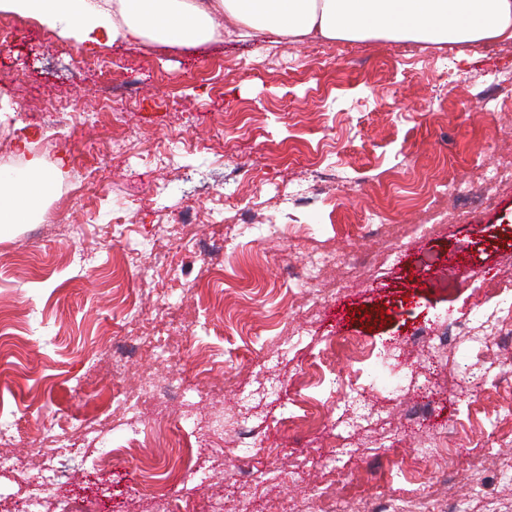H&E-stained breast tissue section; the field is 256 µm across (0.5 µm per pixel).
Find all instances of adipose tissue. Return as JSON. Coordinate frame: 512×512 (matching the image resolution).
<instances>
[{"instance_id":"1","label":"adipose tissue","mask_w":512,"mask_h":512,"mask_svg":"<svg viewBox=\"0 0 512 512\" xmlns=\"http://www.w3.org/2000/svg\"><path fill=\"white\" fill-rule=\"evenodd\" d=\"M0 12L60 27L87 50L103 36L112 43L151 37L200 45L218 14L241 37L268 34L292 43L385 38L476 49L512 41V0H0ZM58 177L36 157L20 175H0L1 237L31 220Z\"/></svg>"}]
</instances>
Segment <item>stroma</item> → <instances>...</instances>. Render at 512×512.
Returning <instances> with one entry per match:
<instances>
[{
	"label": "stroma",
	"mask_w": 512,
	"mask_h": 512,
	"mask_svg": "<svg viewBox=\"0 0 512 512\" xmlns=\"http://www.w3.org/2000/svg\"><path fill=\"white\" fill-rule=\"evenodd\" d=\"M74 39L38 30L0 45V130L7 148L27 138L31 155L62 169L42 216L0 239V313L12 326L0 341V430L15 436L16 464L0 486L27 489L49 428L86 420L97 395L124 393L146 370L156 383L184 378L198 387L188 405L172 402L177 432L132 436L121 415L102 417L99 437L52 450L51 465L83 483L92 460L111 453L112 512L133 495L137 474L161 478L158 463L182 462L179 440H194L205 468L188 483L196 504L223 499L224 512H355L354 493L415 495L436 507L448 493L426 466L466 473L454 491L464 512H512V358L460 335L441 351L405 340L420 322L461 316L470 286L440 289L449 259L463 273L512 282V182L451 224L415 233L423 199L441 182L475 181L512 163V97L481 110L487 74L512 73V44L463 46L368 39L271 44L218 35L197 47L151 42L101 44L90 58L108 72L75 71ZM136 78L133 99H107L113 80ZM54 98L87 115L56 134L32 107ZM253 169L232 178L234 165ZM334 180L314 194L311 172ZM313 194L297 208L290 195ZM197 209L185 233L157 227ZM255 221L243 225L237 211ZM77 231L61 235L54 224ZM224 240V272L183 294L175 279L197 241ZM166 263L152 279L135 274L150 252ZM318 258V305L288 287L286 269ZM120 372L106 357L116 341L142 334ZM344 346L329 350L335 334ZM393 347L392 360L361 368L367 345ZM501 384L480 385L482 364ZM362 370L364 400L337 405L315 368ZM433 402L428 421L406 424L414 385ZM304 390L316 417L338 439L296 446L280 425L310 419L292 403ZM462 423L449 435L448 421ZM261 433L242 445L238 423ZM335 466L332 487L313 458ZM254 480L239 488L242 470Z\"/></svg>",
	"instance_id": "35a3bbf8"
}]
</instances>
